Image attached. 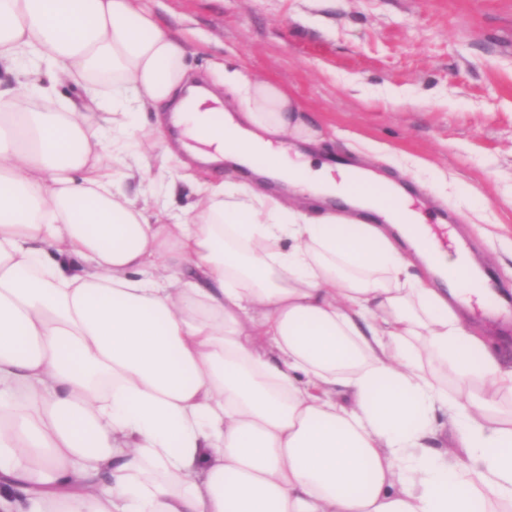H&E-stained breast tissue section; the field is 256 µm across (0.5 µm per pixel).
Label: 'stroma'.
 <instances>
[{
  "instance_id": "35a3bbf8",
  "label": "stroma",
  "mask_w": 512,
  "mask_h": 512,
  "mask_svg": "<svg viewBox=\"0 0 512 512\" xmlns=\"http://www.w3.org/2000/svg\"><path fill=\"white\" fill-rule=\"evenodd\" d=\"M215 60L318 115L329 160L365 161L404 188L441 249L468 251L512 291V0H151ZM467 320L512 360V309Z\"/></svg>"
}]
</instances>
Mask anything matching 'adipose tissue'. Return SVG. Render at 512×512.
Instances as JSON below:
<instances>
[{"label":"adipose tissue","instance_id":"adipose-tissue-1","mask_svg":"<svg viewBox=\"0 0 512 512\" xmlns=\"http://www.w3.org/2000/svg\"><path fill=\"white\" fill-rule=\"evenodd\" d=\"M189 71L147 0H0V512H512L482 270L392 180L287 152L324 129L283 88L234 77L218 130ZM151 111L256 182L177 211Z\"/></svg>","mask_w":512,"mask_h":512}]
</instances>
